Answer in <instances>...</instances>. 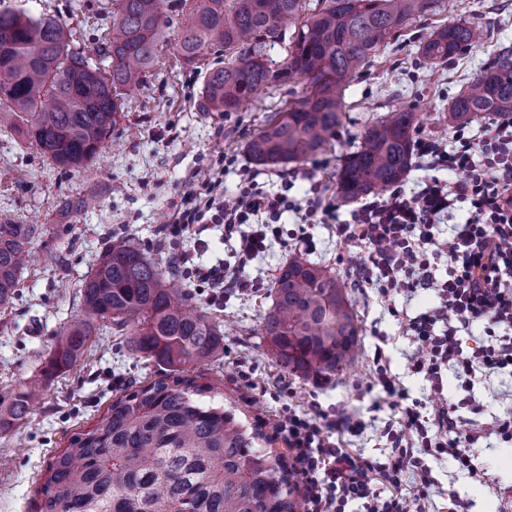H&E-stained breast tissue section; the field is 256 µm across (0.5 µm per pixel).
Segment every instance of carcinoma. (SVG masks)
<instances>
[{"mask_svg":"<svg viewBox=\"0 0 512 512\" xmlns=\"http://www.w3.org/2000/svg\"><path fill=\"white\" fill-rule=\"evenodd\" d=\"M161 0H116L100 52L102 71L72 46L55 19L0 8V124L19 120L29 141L59 167L79 168L103 149L124 96L158 62L164 37ZM436 0H179L188 9L178 51L196 65L213 49L230 53L211 69L203 105L235 112L263 86L305 82L306 94L277 113L248 145L262 165L301 163L321 153L342 120V82L380 48L424 19ZM294 40L288 61L271 69L265 48ZM466 23L434 31L422 59L445 63L474 47ZM486 114L512 115V52L448 103L454 127ZM417 113L403 108L369 125L343 159L336 192L347 202L386 191L413 164ZM97 206V196L64 200L56 214ZM37 224L0 220V307L13 299ZM129 337L131 349L170 374L115 396L99 423L75 433L53 455L37 490L35 512H298L283 455L255 446L262 427L247 428L232 410L197 397L212 392L185 373L224 354L222 324L140 249L110 241L82 285L81 304L44 360L40 378L0 389V434L32 415L46 384L72 368L105 322ZM344 284L326 266L299 256L280 268L261 334L277 365L305 379L340 373L359 336Z\"/></svg>","mask_w":512,"mask_h":512,"instance_id":"1","label":"carcinoma"}]
</instances>
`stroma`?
<instances>
[{
  "mask_svg": "<svg viewBox=\"0 0 512 512\" xmlns=\"http://www.w3.org/2000/svg\"><path fill=\"white\" fill-rule=\"evenodd\" d=\"M30 14H47L75 32L79 48L91 64L107 33L103 20L112 0H9ZM166 39L153 72L125 103L99 159L81 168L63 169L49 161L13 126L0 125V217L18 224L39 222L43 228L30 250L34 263L19 278L13 303L0 309V386L37 378L42 362L76 314L82 279L109 240L122 239L140 248L160 267L170 263V248L160 240L170 203L183 181L205 170L218 153L233 151L239 166L255 172L265 189L292 182L291 196L304 198L313 182L336 188L343 158L360 142L364 128L399 107L417 112V139L453 144L445 121L450 97L489 67L499 52L512 50V0H437L424 20L404 30L399 40L380 50L372 64L347 80L344 116L332 145L302 164L261 166L247 152L248 142L286 103L304 92L302 83L264 89L237 112H208L201 90L215 55L197 68L181 67L176 56L177 36L186 15L177 0H165ZM467 22L484 34L475 48L443 64L427 65L419 44L431 32L451 22ZM94 194L95 209L58 222L54 207L63 199ZM314 245L309 260L332 269L344 282L360 322L354 359L343 375L328 377L324 385L281 370L260 334L264 313L272 304L270 283L295 249L287 242L272 243L248 269L263 277L264 288L232 296L216 316L224 325V354L215 363L195 370L197 383L220 388V400L233 403L242 419L270 423L278 407L277 389L291 384L299 405L317 397L322 406L338 405L360 413L367 427L345 441L369 458L386 461L388 442L382 427L394 419L387 406H375L372 357L379 337H386L388 369L411 397L425 398L428 384L412 375L409 360L415 351L403 334L397 313L414 317L436 301L431 289L384 299L352 274L346 248L327 228H311ZM251 366L257 383L250 389L237 380V363ZM164 367L147 362L132 351L126 337L101 327L92 337L83 360L51 380L41 407L8 434H0V512H33L30 503L38 481L53 454L66 448L76 432L100 422L113 396L131 382L160 379ZM449 402L468 400L462 415L474 429H483L512 411V374L480 373L463 387L454 370L443 373ZM470 453L483 468L480 479L458 470L452 459L431 461L433 484L423 501L425 512H448L450 495L469 504V512H501L512 495V445L475 443Z\"/></svg>",
  "mask_w": 512,
  "mask_h": 512,
  "instance_id": "obj_1",
  "label": "stroma"
}]
</instances>
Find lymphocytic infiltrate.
I'll return each mask as SVG.
<instances>
[{
	"label": "lymphocytic infiltrate",
	"mask_w": 512,
	"mask_h": 512,
	"mask_svg": "<svg viewBox=\"0 0 512 512\" xmlns=\"http://www.w3.org/2000/svg\"><path fill=\"white\" fill-rule=\"evenodd\" d=\"M454 140L452 150L430 140L417 148L423 164L447 169L451 180L430 178L411 195L393 187L361 204L347 221L339 219L318 184L301 204L286 193L263 190L255 176L245 174L235 200L226 201L224 177L236 158L225 153L217 156L208 179L186 183L180 199L171 203L163 235L175 244L188 238L195 244L193 251L174 253L173 264L206 288L211 306H222L228 293L257 288L245 269L280 239V219L288 211L298 213L302 223L329 226L337 243L360 251L355 278L379 295L436 291V304L403 326L415 346L410 369L429 383L427 401L411 398L389 374L384 348L374 350L380 401L399 415L398 427L383 430L392 448L386 462L344 447L342 435L357 437L366 428L346 409L313 401L300 412L288 402L272 419V434L283 438L304 488L300 512H346L353 501L361 502L363 512H412L414 502L403 494L402 483L411 470L419 490L427 489L432 477L424 457H452L475 478L480 470L469 453L474 443L482 438L512 443V413L481 433L443 396L444 368L454 367L466 382L479 372H512V115L494 116L476 129L459 125ZM462 203L469 206L465 222L440 237L438 223ZM213 224L235 238L234 263L203 262L208 250L203 234ZM441 257L448 271L439 280L431 261ZM475 323L484 324L488 340L464 350L458 332Z\"/></svg>",
	"instance_id": "obj_1"
}]
</instances>
